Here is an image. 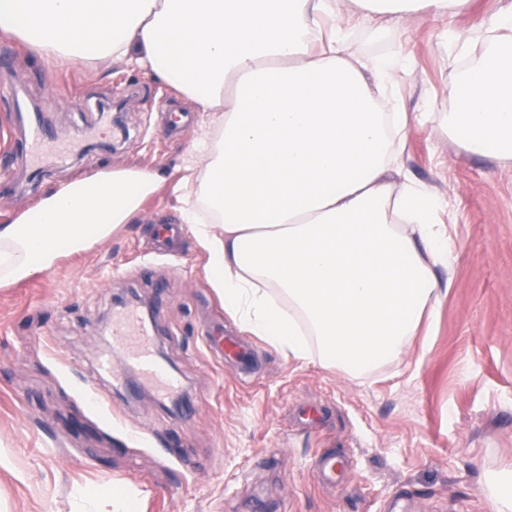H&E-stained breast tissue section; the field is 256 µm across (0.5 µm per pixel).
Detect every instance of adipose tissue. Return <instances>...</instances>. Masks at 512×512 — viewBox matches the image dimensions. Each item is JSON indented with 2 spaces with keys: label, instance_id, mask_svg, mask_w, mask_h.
Here are the masks:
<instances>
[{
  "label": "adipose tissue",
  "instance_id": "adipose-tissue-1",
  "mask_svg": "<svg viewBox=\"0 0 512 512\" xmlns=\"http://www.w3.org/2000/svg\"><path fill=\"white\" fill-rule=\"evenodd\" d=\"M470 0H0V37L50 61H128L210 115L184 212L224 308L302 361L360 379L412 347L451 278L443 200L402 172L404 63L350 52L355 26ZM446 123L512 168V9L480 33ZM159 187L139 167L93 170L0 225V285L56 267L132 223Z\"/></svg>",
  "mask_w": 512,
  "mask_h": 512
}]
</instances>
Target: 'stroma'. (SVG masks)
<instances>
[{
  "instance_id": "stroma-1",
  "label": "stroma",
  "mask_w": 512,
  "mask_h": 512,
  "mask_svg": "<svg viewBox=\"0 0 512 512\" xmlns=\"http://www.w3.org/2000/svg\"><path fill=\"white\" fill-rule=\"evenodd\" d=\"M505 5L473 0L450 21L424 12L351 42L359 55L405 58L395 103L414 121L403 168L445 198L453 244V286L430 336L364 379L315 356L287 359L260 336L245 373L206 348L215 322L243 330L211 286L194 230L167 255L148 244L182 220L178 186L207 113L135 64L48 62L0 39L12 53L0 135L23 140L19 108L34 104L70 149L38 162L0 154V224L94 169L160 177L139 219L0 287V512H84L113 494L138 512H487L480 483L512 468V170L469 153L437 117L454 111L464 63L442 30L473 34ZM127 89L116 134L101 105ZM170 111L187 120L166 136ZM123 291L155 300L154 346L182 382L177 399L142 382L136 402L94 375L112 342L103 319ZM331 456L343 464L332 486L318 480Z\"/></svg>"
}]
</instances>
